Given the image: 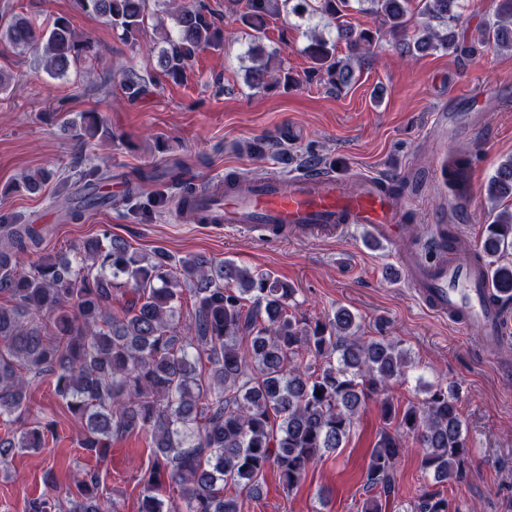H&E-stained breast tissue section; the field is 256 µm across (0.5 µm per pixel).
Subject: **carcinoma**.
<instances>
[{
    "label": "carcinoma",
    "mask_w": 512,
    "mask_h": 512,
    "mask_svg": "<svg viewBox=\"0 0 512 512\" xmlns=\"http://www.w3.org/2000/svg\"><path fill=\"white\" fill-rule=\"evenodd\" d=\"M236 21L254 31L249 55L252 88L275 80L271 61L281 49L262 45L269 20L295 16L323 28L310 29L305 52L312 62L309 82L328 81L341 90L355 80L348 59L336 55L345 42L367 53L377 29L355 30L351 10L370 13L396 38L402 53L457 50L459 22L471 0H418L427 17L407 34L412 0H227ZM83 12L102 17L121 39L137 43L152 29L157 66L175 84L186 82L196 55L224 43V25L202 0H75ZM471 38L512 49V0H497L494 20ZM33 49L45 69L60 78L86 61L90 35L58 15L47 26L22 16L0 17V45ZM134 99L151 92V74L134 69L121 77ZM67 124L85 135L105 137L96 112ZM469 159L458 154L448 183L463 194ZM52 172L41 170L19 187L38 193ZM90 206L112 205L103 191L109 176L98 166L80 175ZM179 189L178 208L196 212L179 169L169 171ZM492 203L512 195V158L499 164L486 187ZM43 237L33 224H14L0 215V423L22 427L0 437V460L16 451L44 447L56 421L44 415L25 423L32 383L55 377L54 392L83 427L82 448L105 461L112 436L141 433L154 453V467L142 478L139 512H240L239 497L251 496L266 471L277 469L288 488L298 485L324 454L342 447L355 416L369 398L385 393L403 377L406 353L393 342L359 335L347 308L311 320L298 311L294 290L268 273L204 253L179 259L163 251L132 249L108 231L90 237L75 259L40 254ZM512 248V213L497 212L481 246L486 258ZM19 253L38 255L27 271ZM492 281L512 299V264L490 268ZM129 289L121 313L112 310L114 290ZM189 290L194 311L182 320V293ZM386 421L363 474L361 512H382L397 498L396 467L408 451L407 438L423 449V465L438 482L462 476L466 439L454 387L439 385L420 406L383 408ZM167 472L185 506L166 499L156 478ZM77 491L54 485L28 504V512H116L104 498L102 476L86 470ZM448 500L424 490L405 512H448Z\"/></svg>",
    "instance_id": "obj_1"
}]
</instances>
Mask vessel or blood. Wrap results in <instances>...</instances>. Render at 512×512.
I'll use <instances>...</instances> for the list:
<instances>
[{
	"mask_svg": "<svg viewBox=\"0 0 512 512\" xmlns=\"http://www.w3.org/2000/svg\"><path fill=\"white\" fill-rule=\"evenodd\" d=\"M383 185L371 175L354 188L331 173H300L286 180L268 176L247 185L197 190L196 206L225 228L270 242L331 241L355 226L368 229L394 247L426 311L461 328L479 326L486 342L501 340L512 325V312L493 298L485 262L476 260L474 249L449 244L442 224L434 225L426 242L408 244L403 203Z\"/></svg>",
	"mask_w": 512,
	"mask_h": 512,
	"instance_id": "1",
	"label": "vessel or blood"
}]
</instances>
